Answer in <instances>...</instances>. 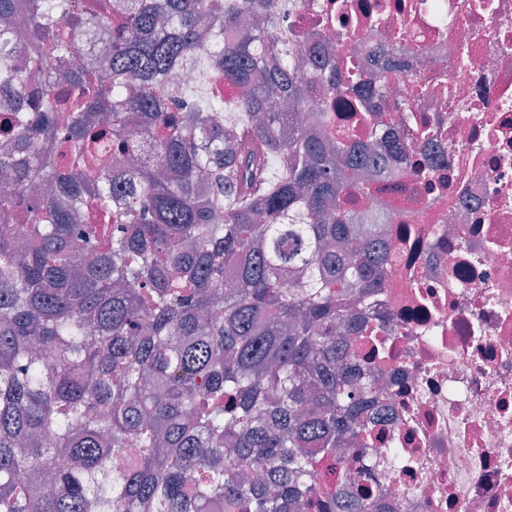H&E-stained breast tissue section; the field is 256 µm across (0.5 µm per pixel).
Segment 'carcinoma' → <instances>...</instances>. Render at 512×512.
<instances>
[{
    "instance_id": "cac0c4a2",
    "label": "carcinoma",
    "mask_w": 512,
    "mask_h": 512,
    "mask_svg": "<svg viewBox=\"0 0 512 512\" xmlns=\"http://www.w3.org/2000/svg\"><path fill=\"white\" fill-rule=\"evenodd\" d=\"M120 7L112 80L86 68L24 112L31 81L54 97V65L107 18L28 0L35 49L17 60L0 0V512H321L358 474L356 309L393 261L353 203L405 146L327 134L313 92L353 84L336 55L288 46L281 0ZM202 53L238 90L222 126L224 100L165 85ZM106 143L153 163L109 176ZM130 435L120 471L109 448Z\"/></svg>"
}]
</instances>
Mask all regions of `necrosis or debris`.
Instances as JSON below:
<instances>
[{
	"instance_id": "obj_1",
	"label": "necrosis or debris",
	"mask_w": 512,
	"mask_h": 512,
	"mask_svg": "<svg viewBox=\"0 0 512 512\" xmlns=\"http://www.w3.org/2000/svg\"><path fill=\"white\" fill-rule=\"evenodd\" d=\"M321 30L362 87L377 127L349 100L314 99L339 129L415 143L364 213L384 216L396 260L360 311L355 366L378 367L361 477L371 512H512V0H291L284 33ZM172 94L236 97L197 57ZM429 94H422V86Z\"/></svg>"
}]
</instances>
